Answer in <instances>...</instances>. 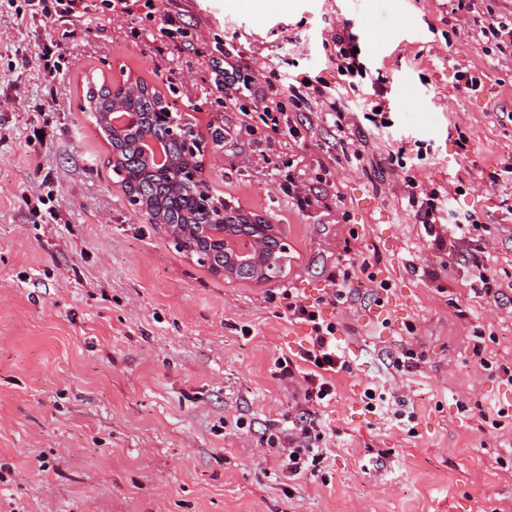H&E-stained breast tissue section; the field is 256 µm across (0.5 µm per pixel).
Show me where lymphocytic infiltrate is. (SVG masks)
I'll list each match as a JSON object with an SVG mask.
<instances>
[{
  "mask_svg": "<svg viewBox=\"0 0 512 512\" xmlns=\"http://www.w3.org/2000/svg\"><path fill=\"white\" fill-rule=\"evenodd\" d=\"M210 66L228 98L252 95L255 109L267 129L276 134L285 132L296 136V128L289 124L288 109L309 100L312 94L310 82L303 81L296 86L269 92L254 89L252 77L242 73L229 50L211 59ZM450 196L446 189L433 188L420 191L411 198L424 223L447 224L449 235L436 233L431 239L432 249L443 253L480 226L475 214L451 210ZM286 309L289 318L310 328L308 344L298 352L296 359H283L278 363L280 377L298 376L303 381L298 416L273 440L279 472L288 480L295 481L315 475L325 460L322 450L315 448L312 440L322 425L320 408L335 396V376L346 369L348 363L336 337L337 326L324 318L320 303L308 304L292 299Z\"/></svg>",
  "mask_w": 512,
  "mask_h": 512,
  "instance_id": "f902f5d3",
  "label": "lymphocytic infiltrate"
}]
</instances>
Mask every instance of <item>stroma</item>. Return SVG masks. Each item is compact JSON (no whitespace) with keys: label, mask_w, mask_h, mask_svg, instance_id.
Returning <instances> with one entry per match:
<instances>
[{"label":"stroma","mask_w":512,"mask_h":512,"mask_svg":"<svg viewBox=\"0 0 512 512\" xmlns=\"http://www.w3.org/2000/svg\"><path fill=\"white\" fill-rule=\"evenodd\" d=\"M62 45L58 77L37 56L52 29L17 21L27 0H0V512H496L512 504V382L483 368L485 347L512 366V221L496 183L512 158V56L473 39L456 0H152L113 18L87 0ZM180 13L193 48L157 42ZM354 35L368 75L340 83L332 37ZM238 50L263 85L303 78L335 87L290 112L300 134L256 125L209 70L216 44ZM192 113L210 150L204 178L235 208L282 228L288 261L273 281H224L135 213L83 105L87 83L119 68ZM480 76L477 93L457 71ZM390 110L374 133L364 115ZM48 134L40 141L37 130ZM469 138L468 149L457 143ZM361 158H354V151ZM320 200L299 208L287 173L315 177ZM461 185L454 207L477 212L479 239L458 241L436 280L412 189ZM490 251L500 297L471 280ZM373 279L324 306L350 364L324 410L330 454L316 476L279 477L270 442L300 400L277 362L306 342L286 294L329 290L338 259ZM386 289H379V282ZM420 369L402 374L405 350ZM408 400L410 425L375 419L363 392ZM505 410L501 426L482 412Z\"/></svg>","instance_id":"1"}]
</instances>
